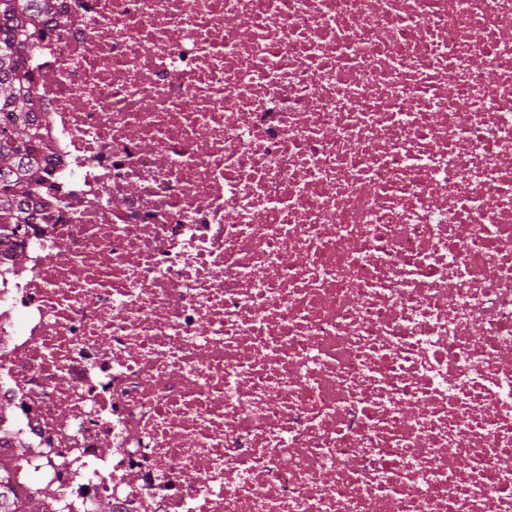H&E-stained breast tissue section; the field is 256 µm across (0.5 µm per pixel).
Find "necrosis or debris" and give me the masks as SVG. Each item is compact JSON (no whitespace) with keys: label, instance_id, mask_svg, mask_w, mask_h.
Returning a JSON list of instances; mask_svg holds the SVG:
<instances>
[{"label":"necrosis or debris","instance_id":"4bbe7bcc","mask_svg":"<svg viewBox=\"0 0 512 512\" xmlns=\"http://www.w3.org/2000/svg\"><path fill=\"white\" fill-rule=\"evenodd\" d=\"M44 12V172L0 243L12 486L512 512V0Z\"/></svg>","mask_w":512,"mask_h":512}]
</instances>
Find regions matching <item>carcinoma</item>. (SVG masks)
I'll use <instances>...</instances> for the list:
<instances>
[{"label": "carcinoma", "mask_w": 512, "mask_h": 512, "mask_svg": "<svg viewBox=\"0 0 512 512\" xmlns=\"http://www.w3.org/2000/svg\"><path fill=\"white\" fill-rule=\"evenodd\" d=\"M39 23L38 0H0V239L29 223L27 197L38 184L40 132L30 117L34 90L24 48ZM0 512H40V503L4 495Z\"/></svg>", "instance_id": "1"}]
</instances>
